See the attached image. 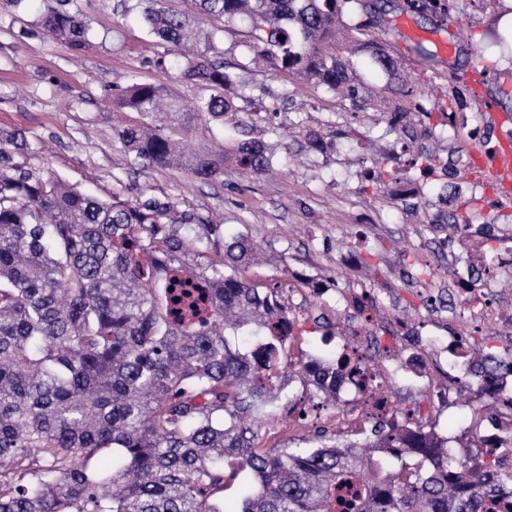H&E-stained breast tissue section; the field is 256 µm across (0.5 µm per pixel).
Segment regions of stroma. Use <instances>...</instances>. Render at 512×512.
I'll return each instance as SVG.
<instances>
[{"instance_id":"1","label":"stroma","mask_w":512,"mask_h":512,"mask_svg":"<svg viewBox=\"0 0 512 512\" xmlns=\"http://www.w3.org/2000/svg\"><path fill=\"white\" fill-rule=\"evenodd\" d=\"M378 15L369 34L386 40L416 82L445 86L454 70L470 71L472 54L482 51L489 70L485 97L498 103L497 116L467 100L457 116L456 132L436 129V140L409 141L393 130L383 112L352 117L333 93L286 73L253 63L240 35L242 21L226 24L224 60L244 87L235 111L225 113L226 134L247 124L253 137L274 145L275 172L260 178L225 173L205 182L178 169H136L115 135L125 114L113 111L108 96L140 75L169 86L185 103H194L199 88L182 79L178 62L164 42L146 37L134 15H116L110 0H79L89 26L88 42L70 50L45 31L21 35V26L35 27L38 8L17 14L10 0H0V132L24 136L34 152L28 163L60 177L103 200L157 198L176 210H192L223 224L227 235L244 234L264 254L261 265L244 273L249 282L278 287V296L298 319L321 317L318 332L304 331L289 352L295 363L291 384L282 394L292 413L307 411L300 426L280 417L279 445L306 437L326 425V413L313 409L312 388L301 373L307 355H335L336 338L358 333V349L372 364L392 365L390 338L400 317H407L408 344L449 334L466 336L470 345H499L475 326L471 312L442 309L428 299L440 294L456 298L451 278L444 275L450 253L460 252L441 224L427 223L437 215V186L417 183V202L428 203L424 214H413L388 188L405 175L409 151L434 149L438 163L447 162L460 146L484 149L488 138L512 129V64L498 42L501 17L512 11V0H456L452 15L415 14L420 36L407 39L398 25L405 0H371ZM452 41L456 52L441 55L438 39ZM321 131L330 145L324 154L305 149L307 130ZM390 154L392 163L379 179H367L373 150ZM425 259L432 271L424 283L405 276L404 250ZM326 283L322 295L311 285L293 284V274ZM368 290L376 301L369 318L357 316L352 297Z\"/></svg>"}]
</instances>
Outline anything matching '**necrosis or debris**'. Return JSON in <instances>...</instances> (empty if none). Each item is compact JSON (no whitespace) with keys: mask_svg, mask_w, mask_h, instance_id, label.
Returning <instances> with one entry per match:
<instances>
[{"mask_svg":"<svg viewBox=\"0 0 512 512\" xmlns=\"http://www.w3.org/2000/svg\"><path fill=\"white\" fill-rule=\"evenodd\" d=\"M460 305L476 314L484 331L502 334L504 323L482 286L464 281L457 285ZM442 349L448 354L451 374L444 383L432 381L429 349L410 353L399 364L408 380L427 383L433 402L458 416L450 440L473 475H481V460L494 454L503 477L512 478V360L502 361L491 374L479 371L464 337H449ZM360 373L336 378L337 403L331 417L344 429L363 428L370 419H389L418 430L414 418L401 409L392 391L388 369L359 361Z\"/></svg>","mask_w":512,"mask_h":512,"instance_id":"necrosis-or-debris-1","label":"necrosis or debris"}]
</instances>
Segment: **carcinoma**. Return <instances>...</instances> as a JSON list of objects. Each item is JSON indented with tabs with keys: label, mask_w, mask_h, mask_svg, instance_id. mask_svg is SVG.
Returning <instances> with one entry per match:
<instances>
[{
	"label": "carcinoma",
	"mask_w": 512,
	"mask_h": 512,
	"mask_svg": "<svg viewBox=\"0 0 512 512\" xmlns=\"http://www.w3.org/2000/svg\"><path fill=\"white\" fill-rule=\"evenodd\" d=\"M43 2L39 27L82 49L77 0ZM360 2L117 0L116 11H141L147 34L183 56V78L203 90L187 109L134 76L110 100L134 114L118 129L127 154L204 181L271 169L259 140L216 151L204 136L235 111L219 33L237 18L252 62L334 93L356 116L387 110L414 128L404 105L351 68L350 56L367 53L403 96L444 97L437 109L453 122L456 98L429 94L348 16ZM30 153L26 140L0 137V512H224L230 464L254 486L239 512H486L490 497L512 498L496 462L470 483L448 445L389 421L361 441L321 429L295 446L260 445L262 423L279 411L269 372L291 362L274 341L256 352L229 337L282 336L301 322L275 289L240 277L258 244L155 198L98 199L26 166ZM409 169L434 175V156H413ZM479 201L470 195L442 223L474 226ZM309 383L335 405L336 361L317 364ZM378 448H408L437 466L387 468ZM104 450L108 467L97 462Z\"/></svg>",
	"instance_id": "obj_1"
}]
</instances>
